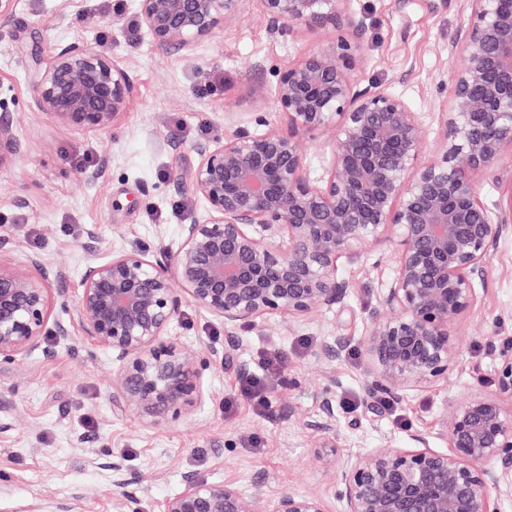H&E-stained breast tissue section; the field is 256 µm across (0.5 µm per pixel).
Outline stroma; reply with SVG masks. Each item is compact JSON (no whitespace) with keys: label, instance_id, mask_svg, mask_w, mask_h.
Masks as SVG:
<instances>
[{"label":"stroma","instance_id":"1","mask_svg":"<svg viewBox=\"0 0 512 512\" xmlns=\"http://www.w3.org/2000/svg\"><path fill=\"white\" fill-rule=\"evenodd\" d=\"M352 8L369 24L361 82L390 88L421 112L423 157L433 159L444 141L439 110L456 64L448 46L467 22L461 0H353ZM333 40L328 29L274 35L259 0H244L235 20L187 53L152 43L134 0H16L13 14L0 17V99L27 151L0 169V234L56 263L62 275L54 286L69 299L89 259L82 248L87 231H95L101 255L140 247L163 259L176 249L181 225L202 212L174 186L196 164V145L229 136L252 112L285 127L271 97L279 69ZM71 42L103 46L135 84L126 112L96 136L73 131L35 104V70ZM95 170L101 178L87 180ZM393 270L394 247L387 243L360 258H341L337 276L349 285L343 303L290 327L275 317L265 330L243 333L241 347L205 371L202 406L168 424L149 426L113 411L112 359L83 341L78 325L71 324L72 338L58 344L54 358L0 365V512H30L37 502L57 512L75 493L77 512H113L116 462L150 478L136 493L138 512H160L188 473L269 497L287 487L329 495L326 472L313 462L319 436L310 427L329 396L342 453L413 432L445 449L446 408L490 391L489 344L512 337V237L500 241L478 306L457 330L462 371L408 391L376 417L366 407L361 351L331 370L315 352L329 336L354 342L364 336ZM174 332L185 342L224 349L223 326L193 306H185ZM274 353L282 362L272 371L265 360ZM246 374L264 380L262 400L240 395Z\"/></svg>","mask_w":512,"mask_h":512}]
</instances>
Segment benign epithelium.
<instances>
[{
    "label": "benign epithelium",
    "mask_w": 512,
    "mask_h": 512,
    "mask_svg": "<svg viewBox=\"0 0 512 512\" xmlns=\"http://www.w3.org/2000/svg\"><path fill=\"white\" fill-rule=\"evenodd\" d=\"M243 0H136L142 27L164 48L190 49L236 17ZM273 30L337 32L279 71L272 98L290 132L264 112L240 121L224 140L195 147L198 162L187 189L203 212L181 227L165 263L131 249L97 256L89 231L71 305L82 339L112 354L115 411L158 426L189 416L206 395L204 370L214 360L172 335L192 305L224 326L228 347L240 333L273 317L306 319L342 303L348 283L336 276L342 257H360L391 241L395 273L379 296L383 312L359 340L368 371L370 409L403 399L426 383L446 382L463 369L456 326L478 303L477 285L500 240L512 233L507 204H486L479 178L495 176L512 151V0H463L467 24L448 46L461 62L448 80L440 112L445 139L422 160L425 125L401 95L358 74L367 60L363 17L349 0H261ZM36 104L84 134L107 131L135 91L122 64L98 45L56 48L34 76ZM326 134L330 151L321 174L308 164L295 133ZM25 153L13 120L0 116V167ZM0 361L54 356L52 335L70 339L51 320L53 280L61 272L18 241L0 237ZM38 274H33L32 270ZM495 391L452 404L442 420L448 449L431 448L413 432L340 459L336 404L326 398L311 423L320 436L314 461L330 468L340 512H501L512 499V338L490 344ZM351 341L331 336L316 352L331 367ZM116 512H129L126 487L148 482L112 464ZM160 512H328L322 496L286 489L274 498L245 494L226 482L187 474L183 489Z\"/></svg>",
    "instance_id": "1"
}]
</instances>
